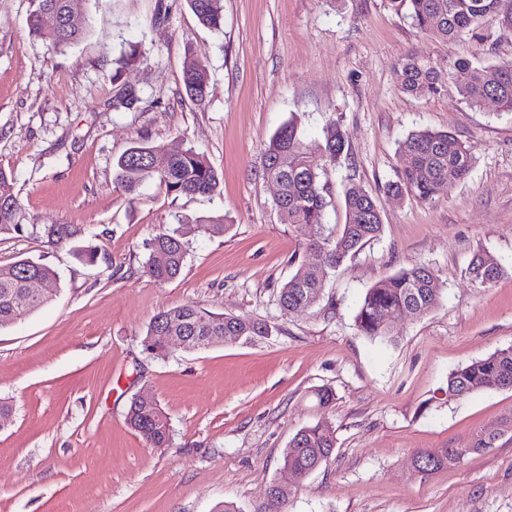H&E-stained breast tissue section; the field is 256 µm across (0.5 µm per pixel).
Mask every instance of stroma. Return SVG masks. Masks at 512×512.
<instances>
[{
	"instance_id": "35a3bbf8",
	"label": "stroma",
	"mask_w": 512,
	"mask_h": 512,
	"mask_svg": "<svg viewBox=\"0 0 512 512\" xmlns=\"http://www.w3.org/2000/svg\"><path fill=\"white\" fill-rule=\"evenodd\" d=\"M224 28L203 27L187 0H88L78 44L57 50L30 37L29 0H0V167L11 173L25 224H69L62 249L37 234L0 235V266L31 259L59 276L52 299L0 329V512H265L296 431L330 421L336 448L294 485L282 512H512V389L443 402L450 372L512 346V112L471 107L453 85L415 97L401 90L403 58L447 70L472 55L512 62V35L484 42L429 38L390 0H222ZM208 69L204 102L184 90L189 58ZM134 88L133 108H114ZM297 118L310 146L329 122L348 151L325 178L329 227L345 222L344 191L375 196L380 237L348 259L312 307L282 314L280 286L297 264L304 225L285 223L262 156ZM453 133L473 155L469 177L432 201L385 194L420 129ZM203 153L220 176L206 196H173L153 182L135 196L114 182L130 147ZM226 229L197 231L202 217ZM178 226L186 260L154 281L145 244ZM92 249L94 260L78 251ZM487 253L494 284L467 267ZM438 276L437 306L394 315L390 344L361 336L367 289L410 265ZM193 303L215 314L276 324L271 336L167 357L145 353L152 318ZM329 388L334 402L311 394ZM152 398L172 430L149 447L125 423L131 400ZM499 432L473 452L479 432ZM466 448L458 464L417 473L419 451ZM486 258V268L482 269L484 258L482 255H476L471 260L470 264L467 267V274L472 281L478 282L484 285H490L496 282L502 275L503 269L500 264L497 262L495 264H491L492 258L485 256ZM475 273V275H473Z\"/></svg>"
}]
</instances>
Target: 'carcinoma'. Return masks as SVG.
<instances>
[{"label":"carcinoma","mask_w":512,"mask_h":512,"mask_svg":"<svg viewBox=\"0 0 512 512\" xmlns=\"http://www.w3.org/2000/svg\"><path fill=\"white\" fill-rule=\"evenodd\" d=\"M395 10H406L413 23L436 40H458L473 35L488 39L484 31L490 26L512 34V0H390ZM86 0H30L27 24L31 35L57 49L67 48L82 39L83 29L75 24L56 28L44 25L47 13L66 17L84 11ZM199 22L209 28L224 25L222 0H188ZM401 89L415 96H432L443 87L441 76L427 60L407 57L401 66ZM448 82L470 106L480 107L493 99L500 108L512 112V65L482 63L461 56L448 66ZM183 83L187 95L196 102L207 96L209 77L206 66L197 59L186 62ZM347 147V134L333 122L324 131V142L313 151L305 142L295 120L283 124L271 137L262 160L264 177L276 183L279 195L274 205L289 224H304L312 229L305 248L321 256L317 266L301 264L280 288L277 305L282 313L311 307L325 288L330 275L364 245L382 232V218L377 200L368 192L349 188L344 196L345 223L336 232L326 224L330 203V186L324 181L326 168L336 165ZM405 166L398 181L384 190L391 196L409 192L423 201L435 199L442 191H451L469 175L473 156L455 135L429 129L409 133L400 143ZM164 151L160 145H139L122 155L115 167L118 188L132 194L138 186L153 180L175 196L208 195L220 185L218 173L204 155L186 149L170 155L162 170L151 166L148 158ZM21 206L13 193L12 176L0 168V235L20 234L27 230L39 233L49 246L63 248L79 233L68 224L19 223ZM146 268L157 281L179 276L186 255L180 228H167L146 245ZM484 258L476 255L467 267L469 278L484 285L502 275L498 263L483 266ZM38 279L45 287L34 290L28 282ZM58 274L46 264L19 260L0 267V328L21 321L46 304ZM440 283L427 267L411 265L369 288L355 315L360 335L371 340L393 341L389 313L420 317L431 311L440 298ZM270 323L244 315H214L193 303H183L155 315L141 339L143 350L155 357L168 354V338L184 336L193 342L192 349L203 350L217 345L215 337L234 336L251 341L272 333ZM512 384V347L474 359L451 372L444 392L450 400L469 397L476 392L503 389ZM127 425L153 448L171 444L170 425L162 409L134 399L127 415ZM497 435L481 432L471 448H442L436 452H419L413 461L422 465L421 473L430 474L444 466L461 462L472 453L495 445ZM335 430L331 423L319 421L299 429L283 456L284 473L304 477L319 468L334 452Z\"/></svg>","instance_id":"carcinoma-1"}]
</instances>
